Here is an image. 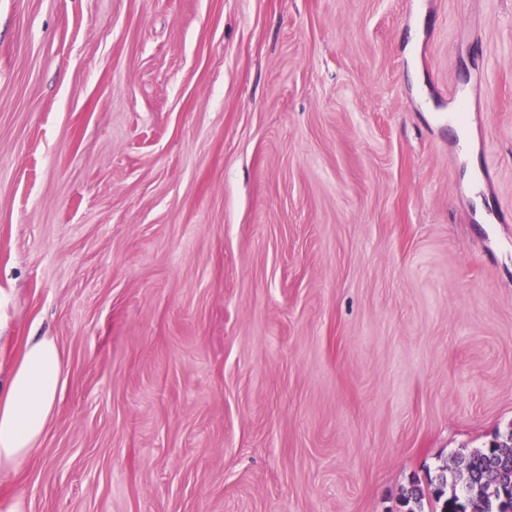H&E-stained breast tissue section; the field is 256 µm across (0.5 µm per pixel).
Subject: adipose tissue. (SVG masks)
I'll use <instances>...</instances> for the list:
<instances>
[{
  "label": "adipose tissue",
  "instance_id": "obj_1",
  "mask_svg": "<svg viewBox=\"0 0 512 512\" xmlns=\"http://www.w3.org/2000/svg\"><path fill=\"white\" fill-rule=\"evenodd\" d=\"M61 354L48 337L29 339L6 385H0V470L18 472L54 415Z\"/></svg>",
  "mask_w": 512,
  "mask_h": 512
}]
</instances>
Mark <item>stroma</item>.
Here are the masks:
<instances>
[{"label": "stroma", "mask_w": 512, "mask_h": 512, "mask_svg": "<svg viewBox=\"0 0 512 512\" xmlns=\"http://www.w3.org/2000/svg\"><path fill=\"white\" fill-rule=\"evenodd\" d=\"M31 336L26 512H404L512 430V0H0Z\"/></svg>", "instance_id": "obj_1"}]
</instances>
